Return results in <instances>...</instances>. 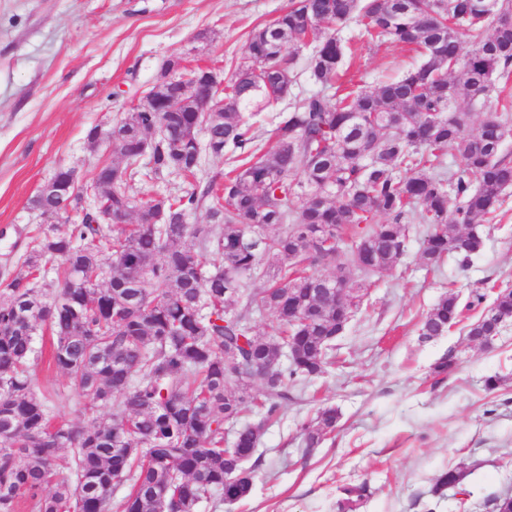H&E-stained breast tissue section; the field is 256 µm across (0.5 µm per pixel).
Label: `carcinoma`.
<instances>
[{
    "label": "carcinoma",
    "instance_id": "carcinoma-1",
    "mask_svg": "<svg viewBox=\"0 0 512 512\" xmlns=\"http://www.w3.org/2000/svg\"><path fill=\"white\" fill-rule=\"evenodd\" d=\"M503 0H289L272 22L255 28L243 62L224 84V111L204 119L180 112H128L112 124L111 153L76 191L98 197L118 223L104 227L86 211L70 232L48 227L0 289V512H113L116 489L128 485L122 512L217 510L242 501L253 486L252 457L261 428L235 435L224 455V423L242 416L224 381V352L233 369L272 364L253 406L264 420L294 400L299 382H312L335 363L336 335L346 312L336 300L316 301L325 287L318 266L382 272L404 253L407 225L430 226L422 263L480 251L477 227L499 209L512 187V160L502 145L512 131L498 110L496 81L512 69V15ZM356 21L370 40L421 51L424 60L373 89L339 84L346 47L340 27ZM313 37L310 79L320 90L281 113L269 146L255 143L251 110L271 103L265 86H288L306 34ZM469 50L463 51V44ZM483 121L470 129L469 107ZM166 127L142 157L144 137ZM238 153L223 181L197 179L201 152L180 151L189 129ZM459 173L436 172L448 151ZM192 180L181 196L140 194L136 177ZM204 208L210 223H189ZM385 217L382 224L376 216ZM125 223H119V220ZM350 249H345L347 239ZM222 265L208 271L202 252ZM266 285L247 288L263 258ZM58 259V284H37L43 259ZM493 314L512 319V289L494 293ZM270 311L293 337L284 365L278 343L253 333L255 312ZM460 294L442 296L419 325L430 340L462 322ZM51 334L50 362L84 399L83 409L110 411L111 422L53 426L49 406L58 390L37 392L29 376L40 358L36 325ZM339 413L319 409L302 428L315 448L336 430ZM460 469L442 472L435 493L463 484ZM367 483L341 488L338 512H356Z\"/></svg>",
    "mask_w": 512,
    "mask_h": 512
}]
</instances>
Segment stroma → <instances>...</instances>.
<instances>
[{
    "label": "stroma",
    "mask_w": 512,
    "mask_h": 512,
    "mask_svg": "<svg viewBox=\"0 0 512 512\" xmlns=\"http://www.w3.org/2000/svg\"><path fill=\"white\" fill-rule=\"evenodd\" d=\"M289 0H0V281L19 270L50 225L32 201L60 165L89 173L106 147H91L90 129L109 128L160 77L166 61L211 63L232 76L252 30ZM339 36L350 46L349 76L357 86L394 80L421 61L419 51L363 37L356 23ZM298 52L287 98L254 117L258 142H268L278 113L293 97L316 91ZM428 225H411L393 268L352 271L363 305L336 343L338 362L323 377L295 389L285 413L262 423L249 462L250 496L217 512H337L342 486L368 482L371 497L357 512H486L483 503L512 495V322L490 348L469 341L463 327L429 341L419 324L441 295L465 299L496 283L512 284V189L481 228L484 244L467 263L420 260ZM454 353L447 376L433 364ZM507 379L489 392L484 379ZM35 389H58L70 402L50 407L52 423L108 421L107 410L82 414L77 392L48 358L30 370ZM341 419L318 448L304 450L301 432L319 407ZM460 468L463 489L434 494L439 474Z\"/></svg>",
    "instance_id": "stroma-1"
}]
</instances>
